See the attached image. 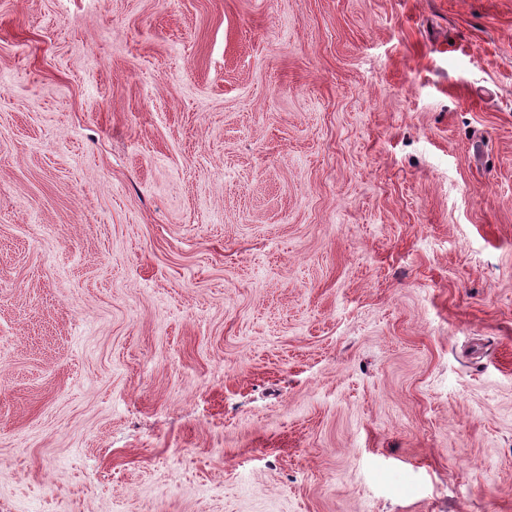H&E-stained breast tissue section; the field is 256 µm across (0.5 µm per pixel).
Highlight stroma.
<instances>
[{"instance_id": "obj_1", "label": "stroma", "mask_w": 512, "mask_h": 512, "mask_svg": "<svg viewBox=\"0 0 512 512\" xmlns=\"http://www.w3.org/2000/svg\"><path fill=\"white\" fill-rule=\"evenodd\" d=\"M0 512H512V0H0Z\"/></svg>"}]
</instances>
